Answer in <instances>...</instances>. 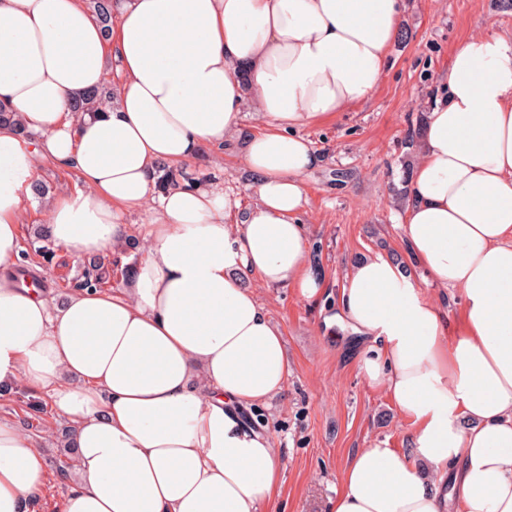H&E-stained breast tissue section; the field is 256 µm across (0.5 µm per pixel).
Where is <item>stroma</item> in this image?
Segmentation results:
<instances>
[{
  "mask_svg": "<svg viewBox=\"0 0 512 512\" xmlns=\"http://www.w3.org/2000/svg\"><path fill=\"white\" fill-rule=\"evenodd\" d=\"M402 27L409 37L394 45L371 98L333 121L301 130L321 158L304 179L303 219L307 246L321 248L312 269L324 283L322 295L306 301L290 287L253 285L283 333L289 370L286 390L256 411L257 420L272 432L284 465L280 496L261 512H330L340 488L339 474L359 449L410 450L413 426L389 396L367 385L356 365V336L325 323L337 309L357 257L399 260L440 304L449 326L460 321L458 293L434 285L411 257L402 231L405 207L397 202L395 191L401 186L408 130L427 118L443 96L440 77L455 47L480 32L511 33L512 10L497 7L495 0H406ZM262 128L257 113L244 111L235 140L223 151H210L193 168L200 182L223 186L245 209L253 198L247 190L251 175L242 161L244 141ZM339 169L351 173L341 186L334 176ZM39 178L51 185L49 199L78 186L74 172L56 166L42 167ZM49 199H31L21 226L22 242H29L34 228L44 223ZM28 260L40 270L43 293L57 301L70 294L72 280L82 271L81 260L63 250L49 265L34 254ZM17 389L9 400L0 401L1 416L24 422L27 394H39L45 403L32 434L46 456L44 479L52 495L36 502L31 512H60L69 483L58 469L61 455L55 433L68 421L58 415L48 392H35L24 383Z\"/></svg>",
  "mask_w": 512,
  "mask_h": 512,
  "instance_id": "35a3bbf8",
  "label": "stroma"
}]
</instances>
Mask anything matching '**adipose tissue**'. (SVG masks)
I'll return each instance as SVG.
<instances>
[{
	"mask_svg": "<svg viewBox=\"0 0 512 512\" xmlns=\"http://www.w3.org/2000/svg\"><path fill=\"white\" fill-rule=\"evenodd\" d=\"M405 0H118L103 32L84 0H0V385L49 391L79 467L62 512H259L281 486L271 433L245 410L288 382L283 334L250 286L311 300L300 134L368 100ZM111 84L91 117L70 104ZM421 131L403 217L430 280L460 292L449 333L436 302L386 256L354 264L331 321L364 343L357 365L414 426L411 454L358 451L331 512H512V33L458 45ZM264 120L243 161L247 212L222 187L154 195L159 163L197 164ZM80 184L57 199L54 243L119 249L149 209L146 249L120 294L54 303L16 282L40 164ZM43 451L0 418V512L46 497Z\"/></svg>",
	"mask_w": 512,
	"mask_h": 512,
	"instance_id": "obj_1",
	"label": "adipose tissue"
}]
</instances>
